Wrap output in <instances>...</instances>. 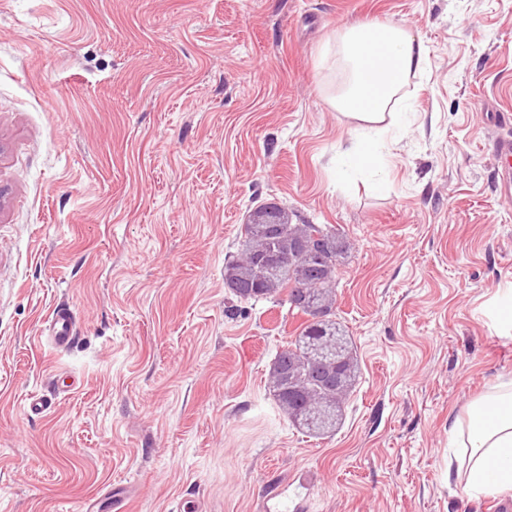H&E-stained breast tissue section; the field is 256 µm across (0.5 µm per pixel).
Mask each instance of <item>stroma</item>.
I'll return each instance as SVG.
<instances>
[{
	"label": "stroma",
	"instance_id": "35a3bbf8",
	"mask_svg": "<svg viewBox=\"0 0 512 512\" xmlns=\"http://www.w3.org/2000/svg\"><path fill=\"white\" fill-rule=\"evenodd\" d=\"M376 23L428 64L384 187L347 188L325 49ZM498 112L512 0H0V512H493L448 479V421L512 380L488 313L512 286ZM273 206L343 244L356 378L321 438L268 389L300 317L224 286ZM50 339L57 348L69 347L75 339V323L66 309H55L49 320Z\"/></svg>",
	"mask_w": 512,
	"mask_h": 512
}]
</instances>
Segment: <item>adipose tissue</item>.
<instances>
[{
    "mask_svg": "<svg viewBox=\"0 0 512 512\" xmlns=\"http://www.w3.org/2000/svg\"><path fill=\"white\" fill-rule=\"evenodd\" d=\"M327 49L336 58L341 81L330 99L333 109L354 121V139L338 154L336 177L351 183L362 171L382 172L379 150L404 129L396 107L405 99L410 76L424 70L427 51L393 24H357L336 32ZM457 453L448 475L467 495L512 491V380L500 382L473 401L464 418L448 426Z\"/></svg>",
    "mask_w": 512,
    "mask_h": 512,
    "instance_id": "adipose-tissue-1",
    "label": "adipose tissue"
}]
</instances>
